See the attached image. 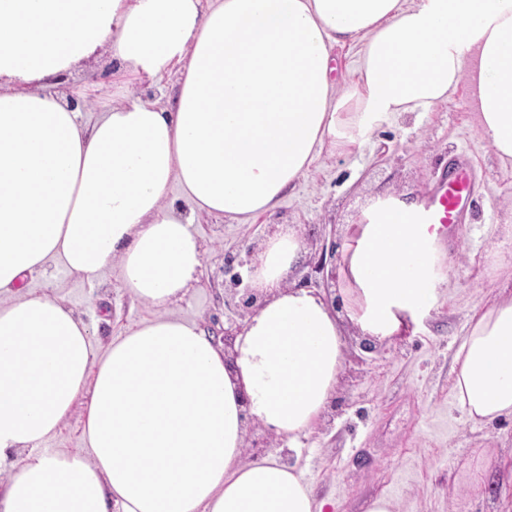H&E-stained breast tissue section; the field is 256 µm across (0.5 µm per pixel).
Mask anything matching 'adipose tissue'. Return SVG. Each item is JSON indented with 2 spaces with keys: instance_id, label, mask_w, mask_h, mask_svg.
<instances>
[{
  "instance_id": "adipose-tissue-1",
  "label": "adipose tissue",
  "mask_w": 512,
  "mask_h": 512,
  "mask_svg": "<svg viewBox=\"0 0 512 512\" xmlns=\"http://www.w3.org/2000/svg\"><path fill=\"white\" fill-rule=\"evenodd\" d=\"M100 51L142 81L178 69L175 90L162 106L127 91L99 114L71 108L57 86ZM463 82L511 164L512 0H0V512H324L297 467L244 458L246 423L291 445L310 432L344 326L380 343L439 308L442 243L422 201L376 197L345 228L335 310L285 287L307 244L280 226L253 263L264 302L228 355L170 313L202 266L195 216L273 212L322 153L361 150ZM52 263L90 284L117 269L155 317L95 344L33 287ZM455 364L469 422L512 420V295L474 309ZM78 405L83 447L45 450ZM333 59L332 65L335 67V70L332 75L335 80L345 82L353 78L356 49L349 46L336 47L333 50Z\"/></svg>"
}]
</instances>
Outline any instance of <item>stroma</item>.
<instances>
[{
	"instance_id": "obj_1",
	"label": "stroma",
	"mask_w": 512,
	"mask_h": 512,
	"mask_svg": "<svg viewBox=\"0 0 512 512\" xmlns=\"http://www.w3.org/2000/svg\"><path fill=\"white\" fill-rule=\"evenodd\" d=\"M128 84L111 64L97 61L63 91L79 90L82 100L103 112ZM460 152L471 160L473 204L452 240L443 244L450 296L377 351H363L359 337H348L334 409L299 448L269 451L301 468L315 497L333 502V512H364L366 501L380 495L394 499L400 512H499L502 486L496 475L488 474L480 487L475 479L487 457L512 464V420L466 424L451 381L472 309L496 292H512V270L498 262L499 255L512 253V237L504 230L512 225V164H502L478 133L461 87L428 111L385 123L357 153L322 154L272 213L246 224L197 218L202 267L195 287L171 313L219 336L238 324L227 303L233 293L251 288L253 257L278 225L300 226L307 242L291 286L338 296L336 282L314 269L323 248L343 244L346 225L373 197L424 198L449 157ZM325 261L335 263L331 257ZM48 278L53 294L64 298L97 338L119 335L154 315L123 288L116 271H108L97 286L56 265Z\"/></svg>"
}]
</instances>
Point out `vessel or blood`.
I'll return each instance as SVG.
<instances>
[{
  "mask_svg": "<svg viewBox=\"0 0 512 512\" xmlns=\"http://www.w3.org/2000/svg\"><path fill=\"white\" fill-rule=\"evenodd\" d=\"M470 197L471 181L467 163L456 161L424 199L430 223L445 227L460 223L470 204Z\"/></svg>",
  "mask_w": 512,
  "mask_h": 512,
  "instance_id": "obj_1",
  "label": "vessel or blood"
}]
</instances>
